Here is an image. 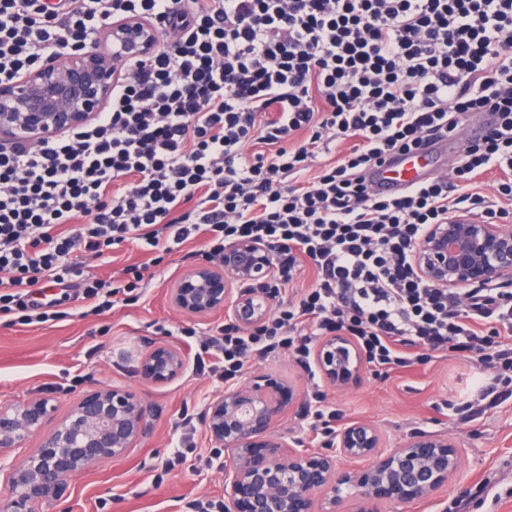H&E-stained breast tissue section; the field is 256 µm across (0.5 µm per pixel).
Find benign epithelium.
<instances>
[{
    "mask_svg": "<svg viewBox=\"0 0 512 512\" xmlns=\"http://www.w3.org/2000/svg\"><path fill=\"white\" fill-rule=\"evenodd\" d=\"M161 39L149 22L122 20L89 52H75L0 83V141L37 142L93 119L108 102L117 77V57H145ZM413 263L434 288L450 293L512 281V224H489L453 214L431 224L418 241ZM278 268L271 247L241 239L224 245L217 262L206 258L187 268L168 289L171 305L195 318L222 314L242 328L265 320L274 298L263 285ZM312 361L334 389L358 382L367 360L352 337H321ZM188 366L185 353L168 343L149 347L139 365L148 384L169 383ZM303 405L295 384L275 374L246 385L229 384L208 400L201 422L209 441L224 449V512H381L432 500L460 471L462 450L448 436L419 432L396 450L385 449L380 430L365 420L345 423L321 451L303 447L274 429L291 408ZM56 406L46 396L0 400V479L9 494L0 512H40L59 500L67 479L93 464L126 455L151 432L153 406L135 390L96 388L81 394L47 431ZM39 439L23 460L18 448ZM324 493L321 499L316 492Z\"/></svg>",
    "mask_w": 512,
    "mask_h": 512,
    "instance_id": "benign-epithelium-1",
    "label": "benign epithelium"
}]
</instances>
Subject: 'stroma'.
<instances>
[{
    "label": "stroma",
    "instance_id": "stroma-1",
    "mask_svg": "<svg viewBox=\"0 0 512 512\" xmlns=\"http://www.w3.org/2000/svg\"><path fill=\"white\" fill-rule=\"evenodd\" d=\"M201 251L163 256L127 245L110 263L84 256V271L102 279L120 276L131 265L145 266L147 291H136L112 310L83 315L82 302L67 300L65 320L20 326L0 314V399L47 395L59 411L99 386H124L142 392L155 409L153 429L123 458L91 466L73 476L61 500L42 512H186L197 497L223 499L224 453L209 441L199 419L204 403L223 391V383L197 365L201 332L223 324V316L194 318L171 307L168 290L176 276ZM151 342L178 346L188 358L186 372L162 385L143 384L137 369ZM274 373L296 384L313 409L310 416L291 410L279 431L323 448L329 435L315 410L332 411L337 423L367 420L382 432L387 448L396 449L415 431L455 438L463 465L448 492L429 502L385 507L384 512H448L460 490L470 492L468 512H512V398L468 418L453 407L458 387L470 378L492 380L494 373L464 353L424 358L389 373L367 368L356 384L336 390L302 368L293 351L251 361L246 377ZM190 445L176 456L179 435Z\"/></svg>",
    "mask_w": 512,
    "mask_h": 512
}]
</instances>
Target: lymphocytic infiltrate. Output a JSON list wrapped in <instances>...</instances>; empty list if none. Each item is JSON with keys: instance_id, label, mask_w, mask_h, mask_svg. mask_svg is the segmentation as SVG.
<instances>
[{"instance_id": "1", "label": "lymphocytic infiltrate", "mask_w": 512, "mask_h": 512, "mask_svg": "<svg viewBox=\"0 0 512 512\" xmlns=\"http://www.w3.org/2000/svg\"><path fill=\"white\" fill-rule=\"evenodd\" d=\"M132 18L163 37L122 62L103 112L34 145L0 142V313L21 325L65 319L32 301L41 281L95 313L142 287L136 266L120 280L86 275L84 254L200 244L216 258L256 238L275 252L272 294L305 265L314 282L259 327L222 325L202 341L199 366L219 381L334 332L387 371L420 349L468 352L512 375V295L448 294L412 258L462 203L506 218L468 187L495 166L512 200V0H0V82L95 49ZM482 112L495 123L463 143L451 175L399 196L374 190L386 155L458 140ZM347 139L341 158L313 166Z\"/></svg>"}]
</instances>
